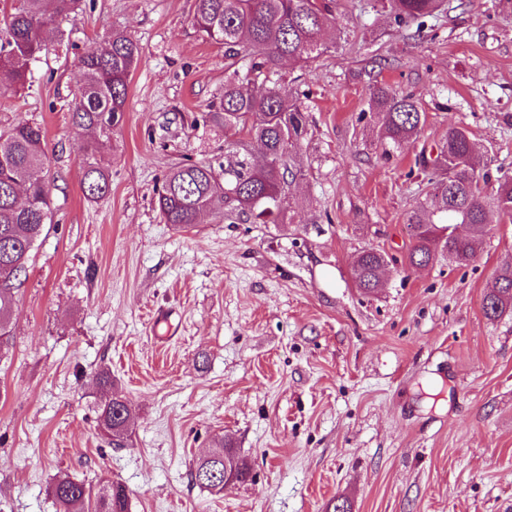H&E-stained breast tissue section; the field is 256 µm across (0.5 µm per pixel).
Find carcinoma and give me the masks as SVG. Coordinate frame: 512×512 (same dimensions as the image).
Segmentation results:
<instances>
[{
  "label": "carcinoma",
  "mask_w": 512,
  "mask_h": 512,
  "mask_svg": "<svg viewBox=\"0 0 512 512\" xmlns=\"http://www.w3.org/2000/svg\"><path fill=\"white\" fill-rule=\"evenodd\" d=\"M81 0H17L0 41V77L12 86L26 83L31 63L45 49L51 27L74 16ZM390 19L415 34L437 17L442 0H382ZM337 0H194L193 23L209 42L224 48L227 75L218 110L224 113V172L203 163H183L167 174L157 206L164 223L177 227L196 223L204 212L224 215L236 224H283L292 188L304 180L294 154L307 134L300 94L281 74L282 62L307 65L326 52L324 32L336 26ZM141 51L120 30L100 48L77 59L81 80L69 107L72 125L102 138L90 145L89 161L82 172L85 197L94 200L110 191L107 171L94 156L111 138L121 121L128 99L129 77ZM369 111L379 121V141L397 148L417 139L426 123L412 95L397 93L381 84L372 87ZM48 155L43 129L19 123L0 130V347L10 335V316L16 282L26 271L35 243L51 223V198L46 181ZM422 171L435 180L430 203H420L406 213L412 239L409 264L424 267L443 257L459 266L469 264L491 231L484 201L489 174L470 133L457 126L439 145L437 156L421 160ZM498 215L512 219V179L499 180L494 198ZM449 229L448 234L441 233ZM388 264L385 253L368 248L353 265L357 287L371 293L382 284ZM512 311V266L499 270L484 296L483 312L497 318ZM104 393L100 426L118 445L131 417L128 401L109 393L112 376L106 369L96 374ZM208 460H196L190 482L213 488L224 481V466L236 482L249 477V469L234 449L217 440ZM216 472L215 480L200 477V470ZM58 512H128V492L118 481L98 490L59 475L51 485Z\"/></svg>",
  "instance_id": "carcinoma-1"
}]
</instances>
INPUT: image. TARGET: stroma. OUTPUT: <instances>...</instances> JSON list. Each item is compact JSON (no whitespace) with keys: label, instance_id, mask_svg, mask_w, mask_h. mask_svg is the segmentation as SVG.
I'll return each instance as SVG.
<instances>
[{"label":"stroma","instance_id":"1","mask_svg":"<svg viewBox=\"0 0 512 512\" xmlns=\"http://www.w3.org/2000/svg\"><path fill=\"white\" fill-rule=\"evenodd\" d=\"M340 2L328 51L282 69L308 128L284 224L159 214L171 167L224 164V50L196 32L193 0H84L25 88L0 86V127L45 131L53 208L0 352V512H56L59 474L122 482L128 512H512V312L482 310L512 221L493 218L469 265L425 268L405 225L433 193L416 161L449 127L487 163V199L512 177V0H462L415 37L379 0ZM115 29L141 58L100 155L111 191L91 201V136L68 104L77 55ZM379 82L427 115L387 157L367 112ZM371 247L388 265L367 294L351 271ZM101 368L132 406L120 446L99 426ZM220 437L250 476L218 493L188 473Z\"/></svg>","mask_w":512,"mask_h":512}]
</instances>
